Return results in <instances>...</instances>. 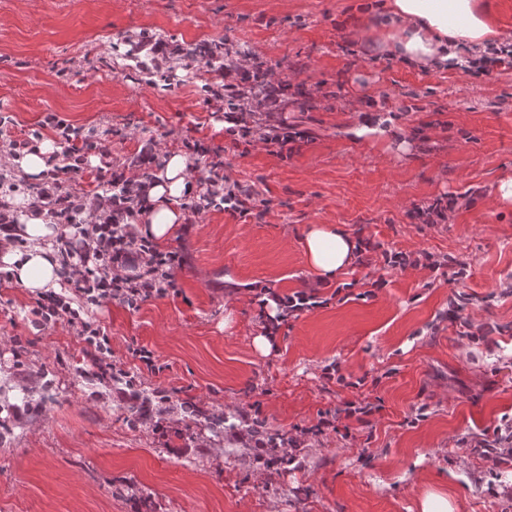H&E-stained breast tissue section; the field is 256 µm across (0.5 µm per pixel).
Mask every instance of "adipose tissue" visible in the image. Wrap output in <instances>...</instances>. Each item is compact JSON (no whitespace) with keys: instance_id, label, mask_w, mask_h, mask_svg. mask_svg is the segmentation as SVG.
I'll return each instance as SVG.
<instances>
[{"instance_id":"obj_1","label":"adipose tissue","mask_w":512,"mask_h":512,"mask_svg":"<svg viewBox=\"0 0 512 512\" xmlns=\"http://www.w3.org/2000/svg\"><path fill=\"white\" fill-rule=\"evenodd\" d=\"M375 22L383 34L380 50L422 69L455 67L465 48H483L496 36L479 0H391ZM186 168L183 154L168 155L148 191L140 228L143 235L162 242L182 224L183 214L175 202L197 190L186 177ZM15 233L27 240L29 247L23 251L9 246L0 249V263L31 292L57 290L60 265L52 241L59 233L58 227L31 215L17 225ZM304 248L314 272L320 278L331 279L352 259L355 242L336 226L317 224L309 229Z\"/></svg>"}]
</instances>
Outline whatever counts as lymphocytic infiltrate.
I'll return each instance as SVG.
<instances>
[{
  "label": "lymphocytic infiltrate",
  "mask_w": 512,
  "mask_h": 512,
  "mask_svg": "<svg viewBox=\"0 0 512 512\" xmlns=\"http://www.w3.org/2000/svg\"><path fill=\"white\" fill-rule=\"evenodd\" d=\"M252 95L241 94L237 101V117L228 135L245 143L259 142L270 148L284 149L297 138L287 123L280 122L266 127H250L245 119L252 108ZM51 131L60 155L66 164H58V155H49V167H63L65 173L77 175L88 166L85 137L80 128L74 127L56 113H46L39 127L24 138L0 141V160L17 159L35 150L44 131ZM222 164L211 167L200 200L188 203L191 213H199L203 202L221 198L226 211L246 214L251 210L252 191L239 182L224 177ZM97 181L108 180L120 186L123 199H116L108 191L80 196L77 204L78 219L74 234L62 238L59 252L67 267L66 283L71 295H79L85 305L103 306L115 300L133 305L165 295L173 287L171 270L182 264L184 257L176 251L159 252L146 237L140 236L135 222L145 210L147 190L151 179L147 175L128 177L114 171L108 150H101L100 164L96 168ZM71 296L49 292L39 296L31 308L33 324L46 329L57 323H67L83 341L86 355L101 375H111L113 365L108 359L110 339L94 322L81 317L73 308Z\"/></svg>",
  "instance_id": "1"
}]
</instances>
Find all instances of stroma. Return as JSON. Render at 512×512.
Returning <instances> with one entry per match:
<instances>
[{"instance_id": "35a3bbf8", "label": "stroma", "mask_w": 512, "mask_h": 512, "mask_svg": "<svg viewBox=\"0 0 512 512\" xmlns=\"http://www.w3.org/2000/svg\"><path fill=\"white\" fill-rule=\"evenodd\" d=\"M382 2L0 0L8 136L48 112L109 128L118 172L147 140L164 155L196 140V176L222 160L257 208L216 201L160 243L187 256L175 290L89 310L121 371L167 395L157 424L131 425L120 384L97 375L74 330H36L34 293L0 283V512H420L430 488L456 512H512V457L484 446L512 423V204L496 200L512 178V64L476 78L393 59L370 22ZM144 35L167 49L220 40L228 59L274 68L290 87L281 117L309 140L280 154L234 142L225 106L201 90L223 72L183 65L146 85L124 57ZM366 113L387 133L357 134ZM447 195V222L419 223L415 207ZM315 224L370 241V265L319 279L304 251ZM391 252L450 255L465 274L394 269ZM263 287L319 301L280 321L265 352ZM332 363L343 382L323 381ZM346 401L374 406L368 424L308 434ZM254 402L258 425L297 437L287 458L257 459L228 431Z\"/></svg>"}]
</instances>
